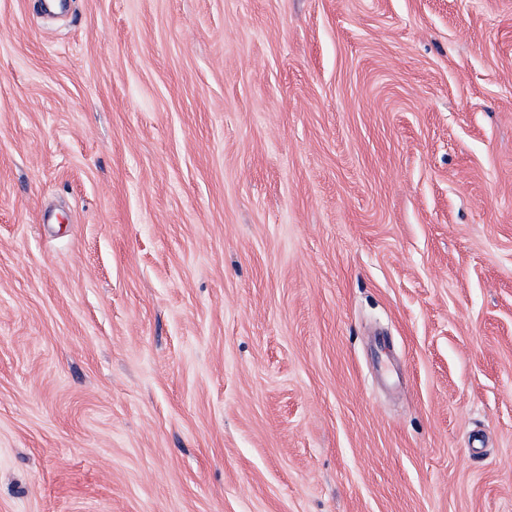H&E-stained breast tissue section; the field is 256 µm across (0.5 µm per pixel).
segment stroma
I'll list each match as a JSON object with an SVG mask.
<instances>
[{"label":"stroma","mask_w":512,"mask_h":512,"mask_svg":"<svg viewBox=\"0 0 512 512\" xmlns=\"http://www.w3.org/2000/svg\"><path fill=\"white\" fill-rule=\"evenodd\" d=\"M0 512H512V0H0Z\"/></svg>","instance_id":"stroma-1"}]
</instances>
